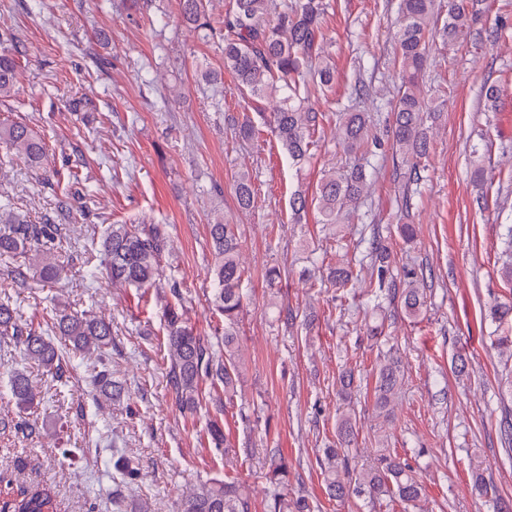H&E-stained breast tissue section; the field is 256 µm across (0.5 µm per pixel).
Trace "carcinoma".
Listing matches in <instances>:
<instances>
[{
    "label": "carcinoma",
    "instance_id": "carcinoma-1",
    "mask_svg": "<svg viewBox=\"0 0 512 512\" xmlns=\"http://www.w3.org/2000/svg\"><path fill=\"white\" fill-rule=\"evenodd\" d=\"M183 21L204 37L224 43V71L230 74L240 91L252 97H276L279 105L269 114H261L283 150L297 166L307 163L317 150L313 140L324 116L308 106L310 95L332 87L336 66L324 44L327 3L325 0H296L292 6L277 9L274 0H232L224 13L222 26L212 25L204 0H177ZM400 24L396 33L399 50L401 95L392 112V145L395 152L413 172L412 181L420 184L421 163L426 159L431 136L426 125V103L416 91L419 74L426 63V49L432 36L434 0H400ZM474 0H448V20L440 28L442 41L454 46L467 38L477 22ZM22 51L10 43L0 46V101L13 96ZM339 140L349 156L375 155L380 141L371 133L368 117L363 112H341L338 118ZM0 143L6 152L23 159L38 177L47 180L46 145L43 138L22 122L0 123ZM375 169L356 163L332 167L323 172L314 197L298 192L290 200L292 214L314 206L322 224H348L367 193ZM234 194L242 210L254 206L252 177L239 174L234 180ZM60 224H30L10 205L0 204V262L8 265L22 256L43 280L60 275L56 249L62 235ZM214 264L212 306L224 317V355L214 350L211 341L198 334L169 311L165 325L168 376L179 409L192 411L199 403L202 385H221L224 394L234 391L240 375V336L237 328L244 309L240 283L245 269L240 261L237 225L218 218L209 225ZM365 238L349 242L345 248L357 254L365 252L359 264L368 258L377 264L378 279L368 287L400 299L404 314L416 319L426 308L424 279L407 272L400 287L384 288L391 253L385 239L372 237L367 250ZM167 248V233L161 224H108L99 241L102 267L114 285L128 288H167L174 303H184L175 280L161 282L160 266ZM327 280L337 288L362 282L355 265L343 264L327 268ZM491 321L504 326L512 323V300H497L488 307ZM46 328H34L22 318L11 294L0 291V337L12 341L23 350L26 359L44 371L60 378L67 366L66 357L55 341L45 334L50 330L74 353L104 357L112 345V321L89 311L55 312L45 320ZM404 365L397 351L388 349L376 371L374 410L390 417L393 396L402 384ZM93 388L112 399H119L124 388L112 379L106 369L94 374ZM12 399L21 410L34 404L32 381L21 371L8 378ZM356 414H340L336 424V441L316 457L320 475L330 497L346 501L356 497L365 504L387 502L400 506L401 512H425V493L412 467L388 449H378L371 464L356 468L351 465L348 448L355 442ZM213 448H229L231 442L224 427L213 420L208 427ZM266 480L279 489L288 484V464L273 459ZM54 496L48 487H37L20 496L0 501V512H54ZM274 512H312L303 495L288 497L275 494ZM179 512H252V502L245 487L234 478L204 483L185 495Z\"/></svg>",
    "mask_w": 512,
    "mask_h": 512
}]
</instances>
